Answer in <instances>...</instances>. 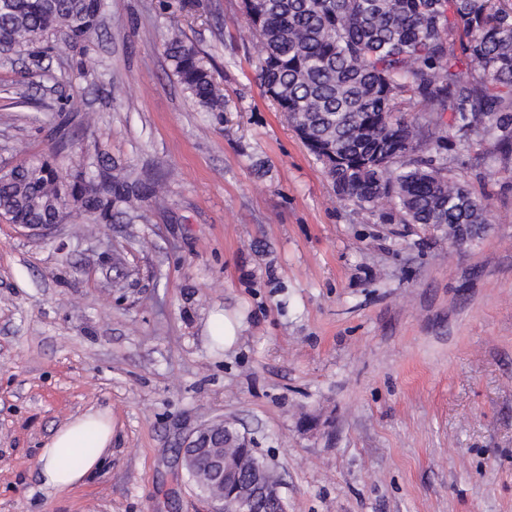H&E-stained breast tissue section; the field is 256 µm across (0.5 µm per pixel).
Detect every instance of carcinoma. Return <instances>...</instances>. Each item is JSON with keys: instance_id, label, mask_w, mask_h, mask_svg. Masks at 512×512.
Wrapping results in <instances>:
<instances>
[{"instance_id": "carcinoma-1", "label": "carcinoma", "mask_w": 512, "mask_h": 512, "mask_svg": "<svg viewBox=\"0 0 512 512\" xmlns=\"http://www.w3.org/2000/svg\"><path fill=\"white\" fill-rule=\"evenodd\" d=\"M265 96L330 176L336 194L398 224H485L456 173L443 115L465 148L512 163V0H243ZM103 22L102 0H0V54L39 59L55 38L76 48ZM173 75L209 112L224 98L200 51L179 35L166 47ZM413 153L395 157L396 145ZM157 194L102 177L95 163L69 176L47 157L0 182L14 224L63 220L72 198L87 220L110 223ZM247 476L251 448H226Z\"/></svg>"}]
</instances>
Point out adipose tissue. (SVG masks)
<instances>
[{
    "label": "adipose tissue",
    "instance_id": "1",
    "mask_svg": "<svg viewBox=\"0 0 512 512\" xmlns=\"http://www.w3.org/2000/svg\"><path fill=\"white\" fill-rule=\"evenodd\" d=\"M112 415L88 411L66 422L47 440L39 454L43 485L63 491L79 484L110 453Z\"/></svg>",
    "mask_w": 512,
    "mask_h": 512
}]
</instances>
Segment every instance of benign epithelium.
Returning a JSON list of instances; mask_svg holds the SVG:
<instances>
[{
	"mask_svg": "<svg viewBox=\"0 0 512 512\" xmlns=\"http://www.w3.org/2000/svg\"><path fill=\"white\" fill-rule=\"evenodd\" d=\"M223 425L224 421L218 420L197 427L178 448V456L185 469L199 457L207 459V471L202 478L210 489L207 502L211 512H251L250 507L259 503H283L279 486L267 479L263 468L254 469L252 477L245 482L227 480L224 443L215 436V431Z\"/></svg>",
	"mask_w": 512,
	"mask_h": 512,
	"instance_id": "1",
	"label": "benign epithelium"
}]
</instances>
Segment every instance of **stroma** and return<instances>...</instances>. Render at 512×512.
Segmentation results:
<instances>
[{"label": "stroma", "instance_id": "35a3bbf8", "mask_svg": "<svg viewBox=\"0 0 512 512\" xmlns=\"http://www.w3.org/2000/svg\"><path fill=\"white\" fill-rule=\"evenodd\" d=\"M104 17L91 75L63 45L0 56V167L100 160L164 194L131 224L0 218V512H208L177 450L216 418L280 473L288 512H512V170L463 154L486 224L384 223L264 95L242 0H104ZM176 31L223 111L172 76ZM91 409L112 412L111 455L45 489L43 444Z\"/></svg>", "mask_w": 512, "mask_h": 512}]
</instances>
